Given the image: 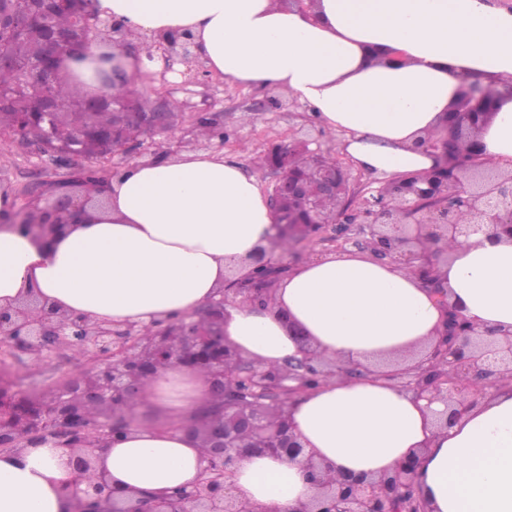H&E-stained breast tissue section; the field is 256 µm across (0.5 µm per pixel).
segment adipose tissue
I'll use <instances>...</instances> for the list:
<instances>
[{"instance_id": "ef3b65f1", "label": "adipose tissue", "mask_w": 512, "mask_h": 512, "mask_svg": "<svg viewBox=\"0 0 512 512\" xmlns=\"http://www.w3.org/2000/svg\"><path fill=\"white\" fill-rule=\"evenodd\" d=\"M134 35L187 30L209 70L268 85L307 104L342 149L379 177L430 173L424 140L446 130L466 76L498 100L478 132L480 164L512 163V8L499 0H317L314 12L282 0H92ZM0 191V310L28 296L92 323L144 330L190 317L251 272L247 259L273 233L259 179L220 153L189 152L133 164L105 199L68 216L43 239L10 220ZM440 307L414 267L370 251L315 254L276 288L272 307L230 306L224 335L251 360L281 367L310 349L357 376L294 396V433L329 476H380L412 454L430 512H512V380L501 381L448 427L442 398L415 397L389 380L416 366L443 329L446 308L477 326L512 331V237L487 227L448 238ZM297 325L308 346L288 331ZM210 398L207 377L161 370L145 386L127 435L98 464L127 495L196 480L205 451L183 423ZM69 449L54 441L0 452V512H72ZM231 495L297 512L315 493L303 460L252 456L234 468Z\"/></svg>"}]
</instances>
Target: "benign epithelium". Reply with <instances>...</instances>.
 <instances>
[{
  "label": "benign epithelium",
  "mask_w": 512,
  "mask_h": 512,
  "mask_svg": "<svg viewBox=\"0 0 512 512\" xmlns=\"http://www.w3.org/2000/svg\"><path fill=\"white\" fill-rule=\"evenodd\" d=\"M104 31L120 33L110 19L95 17L89 36L75 45L81 53L95 47L97 35ZM163 72L173 70L177 63L189 65L197 60L194 36L181 33L159 37ZM125 84L129 98L135 97L134 79L123 67L112 71L111 79L89 101L112 103V83ZM463 110L447 116L449 132L459 136L462 131L478 130L497 99L495 90L479 81L468 79ZM140 146L145 137L165 129L162 111L142 114L129 102L121 111ZM470 149L459 152L448 141L430 143L439 162L428 176L410 175L384 187L379 196L397 195L403 206L385 209L378 196L353 199L349 225L336 231L347 237L350 225L370 236L365 248L378 260L417 262L437 302L448 306V289L437 279L438 266L448 260L440 243L448 236L467 234V229L480 224H499L512 228V170L506 174L483 170L479 166L481 144L472 139ZM302 149L316 158L314 187L300 178H275L270 203L275 216H281L278 201L283 196L314 191L324 196H352L350 171L336 159L319 149L310 148V141L294 139L288 149ZM82 166L72 167L69 176L46 186L45 192L55 197L50 208L72 211L79 205L76 188L81 180ZM324 225L306 224L288 218V223L274 225L275 232L285 231L288 238L308 241ZM250 265L265 272V279L246 288H236L241 302L252 306L272 303L279 279L288 272V265L275 263L262 247L249 258ZM226 293L199 310L208 321L207 329L196 324L198 314L179 321V335H166L167 326L158 328L159 335L146 348L140 346L133 323L90 324L79 317L63 315L35 299L24 301L13 310H0V342H8L23 350L50 352L62 341L75 340L90 350L96 361L94 371L72 381L44 405L26 397H18L0 387V447L16 450L35 445L47 436H55L71 450L70 469L75 475L93 467L102 443L125 432L128 422L119 401L135 400L142 387L141 373L153 370L156 363L164 368L175 367L194 371L203 366L209 376L211 405L219 410L207 418L205 429L196 422L182 425L195 437H205L209 451L198 478L188 486L163 496H122L112 487L105 474L98 482L85 488L73 484L77 512H260L247 500L228 494L227 478L240 459L247 456L305 459L316 495L303 512H427L416 495L414 473L419 455L401 462L390 474L378 478L342 475L334 480H321L322 464L306 453L304 444L292 432L289 406L294 395L314 385V381L330 376L320 367V359L310 353L290 358L281 369H265L259 363L243 358L224 338ZM488 331H480L459 311L450 313L444 329L425 360L409 370L411 379L406 389L420 398L445 394L446 409L437 424L448 426L462 411L474 405L488 387L508 376L512 378V331H504L491 343L482 340ZM468 378V387L454 388L456 376ZM295 385L290 386L288 382ZM106 399L112 412L103 422L84 424L70 409L74 398ZM28 422L32 431L22 442L11 435L8 422L15 416Z\"/></svg>",
  "instance_id": "obj_1"
}]
</instances>
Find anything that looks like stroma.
<instances>
[{
    "instance_id": "stroma-1",
    "label": "stroma",
    "mask_w": 512,
    "mask_h": 512,
    "mask_svg": "<svg viewBox=\"0 0 512 512\" xmlns=\"http://www.w3.org/2000/svg\"><path fill=\"white\" fill-rule=\"evenodd\" d=\"M167 84L139 77L135 87L139 94L155 96L165 91L183 106V119L175 137L166 148L168 155L184 152H219L235 157L244 167L257 170L263 191H270L271 171L258 168L257 159L274 143L288 142L292 137L313 140L315 146L340 162H347L340 145L343 132H327L308 107L271 86H242L217 76L206 75L185 66H176L168 74ZM223 113L224 128L230 139L226 142L193 138L194 111L203 104ZM66 171L35 148L11 144L0 148V188L8 190L16 208L49 207V195L29 197L24 193L34 182H52L65 176ZM91 358H77L71 345L62 343L50 355L34 354L16 348L0 353V382L9 384L12 391L24 397L47 400L53 390L81 378L92 367Z\"/></svg>"
}]
</instances>
